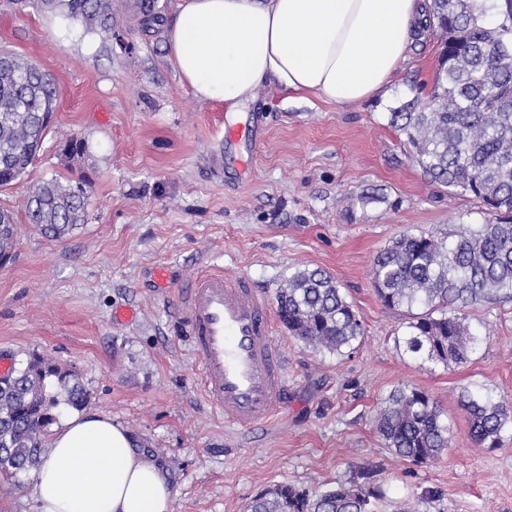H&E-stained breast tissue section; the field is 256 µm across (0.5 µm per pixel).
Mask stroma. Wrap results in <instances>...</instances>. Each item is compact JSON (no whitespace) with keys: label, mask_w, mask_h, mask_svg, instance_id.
Returning a JSON list of instances; mask_svg holds the SVG:
<instances>
[{"label":"stroma","mask_w":512,"mask_h":512,"mask_svg":"<svg viewBox=\"0 0 512 512\" xmlns=\"http://www.w3.org/2000/svg\"><path fill=\"white\" fill-rule=\"evenodd\" d=\"M124 44L86 31L40 0H0V50L51 75L56 122L26 174L0 186L16 220L14 258L0 267V359L29 354L74 367L90 408L130 431L170 473L172 512H245L265 489L321 491L368 467L400 512L425 490L428 512H512V430L474 447L463 389L512 402V301L469 312L478 350L455 368L406 353L405 309L372 284L376 255L399 235L484 223L482 204L432 183L391 114L426 99L437 67L433 35L416 42L375 97L346 105L262 84L238 109L257 142L224 140L221 102L197 98L169 60L165 34L145 33L135 0L117 6ZM86 143L68 157L67 139ZM84 183L85 224L44 237L25 214L34 184ZM244 274L267 297L288 276L321 268L341 284L362 322L356 350L337 357L275 323L288 394L272 422L241 433L205 403L201 375L174 331L179 293L209 265ZM167 283L158 286L156 270ZM135 309L130 321L115 310ZM399 386L428 392L453 438L416 465L384 447L381 403Z\"/></svg>","instance_id":"stroma-1"}]
</instances>
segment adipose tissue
<instances>
[{
  "label": "adipose tissue",
  "instance_id": "1",
  "mask_svg": "<svg viewBox=\"0 0 512 512\" xmlns=\"http://www.w3.org/2000/svg\"><path fill=\"white\" fill-rule=\"evenodd\" d=\"M431 0H178L168 32L182 82L229 108L275 82L335 104L377 96ZM36 512H171L165 470L108 416L57 425L33 474Z\"/></svg>",
  "mask_w": 512,
  "mask_h": 512
}]
</instances>
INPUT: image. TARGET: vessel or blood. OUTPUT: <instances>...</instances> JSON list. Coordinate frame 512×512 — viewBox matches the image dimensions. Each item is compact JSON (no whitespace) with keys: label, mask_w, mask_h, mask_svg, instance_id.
Masks as SVG:
<instances>
[{"label":"vessel or blood","mask_w":512,"mask_h":512,"mask_svg":"<svg viewBox=\"0 0 512 512\" xmlns=\"http://www.w3.org/2000/svg\"><path fill=\"white\" fill-rule=\"evenodd\" d=\"M175 322L205 400L226 425L248 432L275 416L288 391L284 362L272 345L270 303L246 276L198 273L182 290Z\"/></svg>","instance_id":"obj_1"}]
</instances>
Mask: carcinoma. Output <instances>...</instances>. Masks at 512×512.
Instances as JSON below:
<instances>
[{
    "label": "carcinoma",
    "instance_id": "obj_1",
    "mask_svg": "<svg viewBox=\"0 0 512 512\" xmlns=\"http://www.w3.org/2000/svg\"><path fill=\"white\" fill-rule=\"evenodd\" d=\"M90 31L115 36L112 0H42ZM144 30L159 31L162 8L138 4ZM426 32L441 56L421 112L411 104L391 113L430 183L469 195L487 207L483 224H462L451 234H402L376 256L373 287L409 322L404 350L450 369L470 360L480 339L468 310L512 300V0H432ZM59 96L38 66L0 52V185L21 179L55 119ZM87 192L46 180L29 192L26 212L41 234L61 239L85 222ZM16 248L13 213L0 210V257ZM277 314L295 340L315 351L348 356L363 326L339 282L320 268L288 278L276 295ZM91 394L70 366L40 354L0 377V476L39 467L56 422L55 409L84 410ZM468 433L478 448H497L512 427V406L491 395L460 393ZM384 445L396 456L427 464L450 447L451 426L437 402L416 387L390 392L376 417ZM384 490L366 468L312 496L279 485L255 496L246 512H374Z\"/></svg>",
    "mask_w": 512,
    "mask_h": 512
}]
</instances>
